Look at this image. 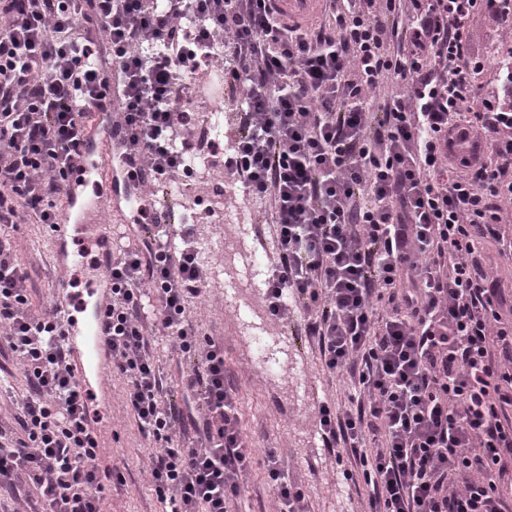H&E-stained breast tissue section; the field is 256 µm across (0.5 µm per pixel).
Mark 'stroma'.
Here are the masks:
<instances>
[{"instance_id":"1","label":"stroma","mask_w":512,"mask_h":512,"mask_svg":"<svg viewBox=\"0 0 512 512\" xmlns=\"http://www.w3.org/2000/svg\"><path fill=\"white\" fill-rule=\"evenodd\" d=\"M504 29L487 14H476L469 25L470 47L487 64L476 74V84H496L492 58L502 49ZM18 256L30 273L34 308L52 303L54 285L60 276L51 245V231L40 224L18 225L13 233ZM201 335L224 346V367L236 389L244 432L251 444L252 468L245 493L238 502L240 512H270L272 493L266 484L265 464L269 450H277L289 479L300 485L310 512H362L364 489L346 481L345 467L336 461L315 435L314 419L323 400L346 401L345 379L322 367L316 342L295 325L270 323L271 339L279 351L276 375L259 372L249 360L241 325L224 294L205 289L190 309ZM112 425L108 441L109 466L120 471L123 483L106 492L107 512H162L163 506L150 486L149 458L157 445L138 426L124 399L125 381L118 374L105 375Z\"/></svg>"}]
</instances>
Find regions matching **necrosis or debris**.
I'll return each mask as SVG.
<instances>
[{
    "mask_svg": "<svg viewBox=\"0 0 512 512\" xmlns=\"http://www.w3.org/2000/svg\"><path fill=\"white\" fill-rule=\"evenodd\" d=\"M196 100L205 104L193 129L194 147L186 152L184 164L170 177L166 191L174 199L190 198L182 207V223L212 224L216 230L200 246L203 261L212 262L210 287L231 285L233 308H252L251 279L257 278L265 262L249 250L245 235L253 221L246 203L237 202V186L224 169V79L221 60L212 57L191 76Z\"/></svg>",
    "mask_w": 512,
    "mask_h": 512,
    "instance_id": "necrosis-or-debris-1",
    "label": "necrosis or debris"
}]
</instances>
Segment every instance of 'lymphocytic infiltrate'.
Wrapping results in <instances>:
<instances>
[{"instance_id":"f902f5d3","label":"lymphocytic infiltrate","mask_w":512,"mask_h":512,"mask_svg":"<svg viewBox=\"0 0 512 512\" xmlns=\"http://www.w3.org/2000/svg\"><path fill=\"white\" fill-rule=\"evenodd\" d=\"M331 24L289 21L270 0H0V339L27 382L22 437L0 442V488L15 512H104L82 389L53 307L33 309L11 232L53 227L90 120L147 199L181 162L174 126L190 75L222 45L241 92L228 166L267 202L277 258L271 321L305 316L347 406L315 428L368 512H512V320L484 267L512 203V90L479 96L484 59L468 22L512 28V0H329ZM402 95L371 104L380 85ZM460 128L484 144L457 158ZM105 274L114 373L141 430L159 443L150 484L169 512H238L251 468L224 348L201 341L190 305L207 272L189 224L140 212ZM193 357L184 398L166 397L152 341ZM275 512H308L278 453L266 457Z\"/></svg>"}]
</instances>
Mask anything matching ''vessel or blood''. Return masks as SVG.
Returning a JSON list of instances; mask_svg holds the SVG:
<instances>
[{"label": "vessel or blood", "mask_w": 512, "mask_h": 512, "mask_svg": "<svg viewBox=\"0 0 512 512\" xmlns=\"http://www.w3.org/2000/svg\"><path fill=\"white\" fill-rule=\"evenodd\" d=\"M123 162L110 150V140L98 128H90L84 137L81 170L71 176L65 193L68 214L74 215L79 224L99 248V265H106L112 257V227L98 225L93 207L84 204L86 188H94L102 202L120 206L126 200L117 188L118 171ZM54 254L58 267L68 270L83 261L80 251L69 246L68 225L53 227ZM112 288L110 281L88 289L87 293L70 291L67 279H59L54 293L57 299L56 313L63 334V340L70 351L74 373L80 381L86 397V404L93 420L94 432L106 437L107 418L98 395V385L105 365L106 325L108 318L105 299Z\"/></svg>", "instance_id": "b4317fda"}]
</instances>
